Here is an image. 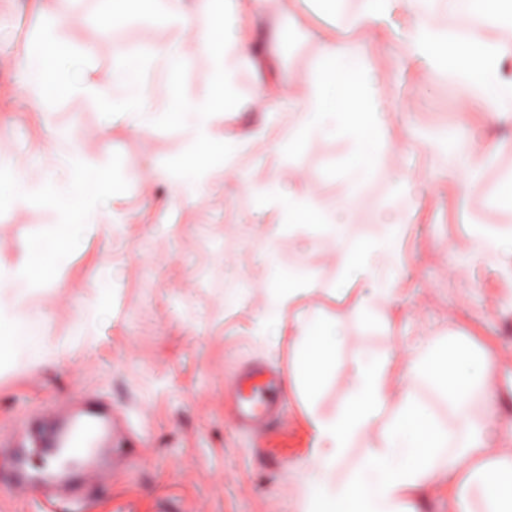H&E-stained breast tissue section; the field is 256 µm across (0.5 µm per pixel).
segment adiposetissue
<instances>
[{
    "label": "adipose tissue",
    "mask_w": 512,
    "mask_h": 512,
    "mask_svg": "<svg viewBox=\"0 0 512 512\" xmlns=\"http://www.w3.org/2000/svg\"><path fill=\"white\" fill-rule=\"evenodd\" d=\"M187 11L182 0H160L155 18L168 26L194 33L192 43L172 41L157 47L136 68L115 62L111 86L89 79L84 54L74 51L58 35L56 26L45 27L37 43L30 45L22 64L35 74L25 104L50 117L55 102L80 97L118 114L133 131L148 133L158 123L178 115L189 121L186 159L154 171L175 198L200 200L211 178L222 172L237 154L220 132L224 89L230 75L243 61V51L264 15L266 0H250L242 10L241 0H196ZM476 13L487 29L485 38L466 41L445 24L461 0H356L349 17L353 28L394 33L408 58L429 73L447 77L450 84L465 87L487 103L484 122L495 125L512 120V78H505L502 65L512 56V45L497 39L501 30H512V0H473ZM209 57L213 83L193 95L166 98L146 91L145 73L164 74L176 85L193 56ZM348 55L332 37H324L321 65L298 102L295 112L284 113L276 94L265 96V129L283 130L282 142L296 148L313 136L342 139L347 160H365L369 153L386 146L393 125V112L383 96V77L373 70L348 71ZM495 153L494 145L480 140L448 154L449 180L463 184L480 178L483 166ZM281 177L260 187L261 209L275 213L276 225L265 229L274 240L287 225L313 220L342 251L346 279L374 283L373 296L364 301L373 311L378 300L394 301L404 271L399 250L405 224L415 214L414 202L404 181L395 192L402 207L387 222L383 236L369 243L349 242L337 230L339 218L353 214L351 187L331 200L313 194L281 192ZM314 286L293 279L272 289L266 323L287 328L294 339L293 370L289 390L314 398L336 360L335 336L315 315L297 314L285 320L300 296ZM495 365L457 343L453 336L427 340L403 362L372 358L355 364L349 390L336 413L313 417L315 438L308 492L299 512H419L418 490L433 477L448 483L451 512H512V452L494 449L486 423L475 424L463 434L448 431L424 406L413 390L393 391L396 378L423 380L461 418H468L473 397H481L488 418L495 415ZM377 436H369L372 425ZM362 453L350 469L342 463L354 444Z\"/></svg>",
    "instance_id": "ef3b65f1"
}]
</instances>
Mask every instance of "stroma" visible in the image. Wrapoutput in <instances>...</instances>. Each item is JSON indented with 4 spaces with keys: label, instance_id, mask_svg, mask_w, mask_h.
<instances>
[{
    "label": "stroma",
    "instance_id": "1",
    "mask_svg": "<svg viewBox=\"0 0 512 512\" xmlns=\"http://www.w3.org/2000/svg\"><path fill=\"white\" fill-rule=\"evenodd\" d=\"M54 23L72 48L90 50V75L106 84L127 52L141 58L160 44L193 38L144 13L127 22L124 50L84 0H0V161L33 183L61 177L62 147L52 141L61 130L95 165L120 153L128 183L114 199L120 223L90 231L55 278L30 294L25 314L36 325L38 349L21 348L0 369V436L41 433L53 407L101 398L124 427L110 448L121 474L110 488L89 486L82 512H298L314 445L310 418L336 411L355 362L410 351L450 330L495 363L498 445L512 448V290L490 260L471 251L476 230L512 233V208L500 201L512 186V139L478 181L461 187L436 175L449 149L482 133L483 100L450 97L447 83L407 62L393 34L347 28L309 0H267L266 23L279 32L280 50L268 65L245 63L236 71L221 127L225 140L242 147L238 167L258 183L281 170L299 172L290 189L323 199L356 182L349 231L361 240L383 234L385 217L397 212L396 178L407 179L417 204L401 242L400 303L381 301L372 315L360 316L371 282L346 283L341 258L313 227L283 230L267 254L263 226L276 216L257 214L234 174L213 179L195 203L145 181L183 154V124L141 135L81 98L60 100L47 120L26 108L24 47ZM319 30L352 50L360 66L380 70L385 96L398 107L390 145L376 151L361 176L336 138H312L292 151L280 148L275 135L251 138L262 114L248 103L259 92L280 87L288 108H296L318 68ZM51 226L43 208L1 214L0 265L15 264L28 252V235ZM274 260L315 282L301 307L336 328V364L315 401L285 396L278 422L258 439L234 424L230 387L254 364L291 371V337L261 321ZM67 509L38 486L0 494V512Z\"/></svg>",
    "mask_w": 512,
    "mask_h": 512
}]
</instances>
